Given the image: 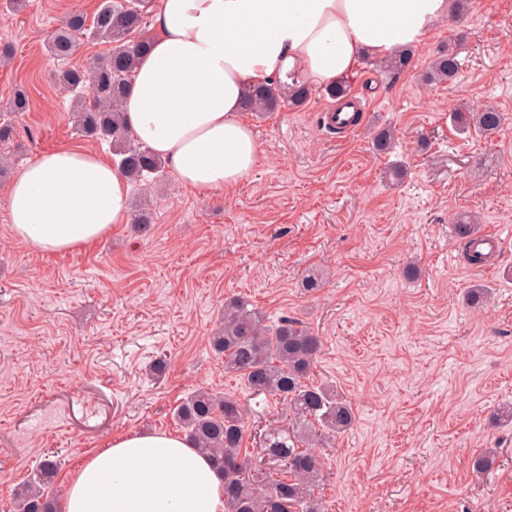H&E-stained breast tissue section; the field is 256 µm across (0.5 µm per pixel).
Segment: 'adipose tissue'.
Masks as SVG:
<instances>
[{
  "label": "adipose tissue",
  "mask_w": 512,
  "mask_h": 512,
  "mask_svg": "<svg viewBox=\"0 0 512 512\" xmlns=\"http://www.w3.org/2000/svg\"><path fill=\"white\" fill-rule=\"evenodd\" d=\"M451 0H156L155 34L122 109L134 138L184 185L240 183L259 145L242 118L247 88L319 84L421 42ZM14 239L45 253L86 247L126 223L118 164L81 148L40 154L7 186ZM64 512H224V478L186 438L135 432L91 454Z\"/></svg>",
  "instance_id": "1"
}]
</instances>
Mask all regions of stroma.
Here are the masks:
<instances>
[{"label": "stroma", "mask_w": 512, "mask_h": 512, "mask_svg": "<svg viewBox=\"0 0 512 512\" xmlns=\"http://www.w3.org/2000/svg\"><path fill=\"white\" fill-rule=\"evenodd\" d=\"M100 0H30L0 9V112L15 90L16 138L0 144L20 171L65 146L109 154L74 133L70 95L57 74L106 51L84 41L65 61L45 50L73 12L94 16ZM456 47L453 84L423 75L436 51ZM364 55L348 78L367 115L349 140L320 120L331 98L302 107L244 113L259 160L239 184L207 194L173 169L132 199L150 197L148 231L117 224L103 240L64 253L19 244L0 181V512H13L17 486L33 479L44 453L59 468L47 491L63 502L67 478L113 436L182 435L176 407L204 388L237 396L249 426L286 405L246 393L208 338L228 297L270 319L288 316L322 340L313 371L355 413L350 431L322 448L315 489L326 512H512V424L495 418L512 402V0H468L413 47L391 77ZM492 107L494 134L458 130L460 104ZM394 132L390 152L370 130ZM404 164L396 185L385 167ZM497 232L502 250L476 268L455 234L460 213ZM421 274L410 279L407 265ZM311 270L323 288L301 286ZM491 288L480 308L462 300ZM499 455L479 475L483 449Z\"/></svg>", "instance_id": "stroma-1"}]
</instances>
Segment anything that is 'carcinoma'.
Segmentation results:
<instances>
[{
	"mask_svg": "<svg viewBox=\"0 0 512 512\" xmlns=\"http://www.w3.org/2000/svg\"><path fill=\"white\" fill-rule=\"evenodd\" d=\"M146 25L144 0H101L92 22L82 13H71L48 44L50 53L62 59L75 51L78 35L110 45L88 67L62 71L60 81L73 94V129L108 144L135 184L151 181L165 167L162 158L133 138L121 109L134 70L150 49ZM412 57L411 49L402 48L380 64L384 72L399 74L409 67ZM460 68L458 53L444 46L436 52L428 78L452 83ZM322 91L336 100L350 93V84L338 78ZM311 95L307 84L286 87L272 82L248 88L243 105L248 112H276L284 105L301 107ZM452 120L463 130L492 134L502 125L503 116L495 109L473 112L460 107ZM210 345L224 357V370L238 376L250 393L280 400L289 411L287 425L263 430L264 448L273 463L265 467L243 448L247 412L239 399L199 389L177 407L175 419L188 440L224 474V512H324L314 495L322 471L314 447L350 429L354 413L331 387L311 381L322 349L320 337L288 317L269 325L245 301L230 299L224 302V320ZM495 464L496 452L490 448L474 461L479 473ZM57 467L54 459L42 461L39 477L16 491V512H58L45 494Z\"/></svg>",
	"mask_w": 512,
	"mask_h": 512,
	"instance_id": "1",
	"label": "carcinoma"
}]
</instances>
